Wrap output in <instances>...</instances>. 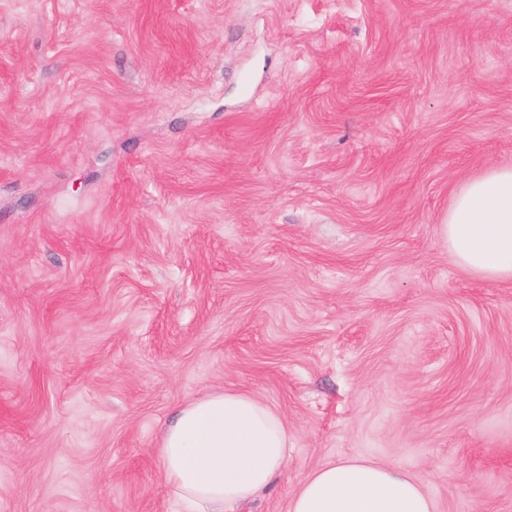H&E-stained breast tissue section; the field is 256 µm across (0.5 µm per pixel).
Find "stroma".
<instances>
[{"label":"stroma","instance_id":"1","mask_svg":"<svg viewBox=\"0 0 512 512\" xmlns=\"http://www.w3.org/2000/svg\"><path fill=\"white\" fill-rule=\"evenodd\" d=\"M512 165V0H0V512H183L175 410L512 512V281L455 264Z\"/></svg>","mask_w":512,"mask_h":512}]
</instances>
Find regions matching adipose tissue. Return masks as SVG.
<instances>
[{"instance_id":"adipose-tissue-1","label":"adipose tissue","mask_w":512,"mask_h":512,"mask_svg":"<svg viewBox=\"0 0 512 512\" xmlns=\"http://www.w3.org/2000/svg\"><path fill=\"white\" fill-rule=\"evenodd\" d=\"M443 233L455 263L485 278L512 280V167L469 181ZM159 456L166 486L188 512H236L284 468L288 430L265 403L218 391L177 409ZM289 512H436V504L399 467L350 460L306 477Z\"/></svg>"}]
</instances>
